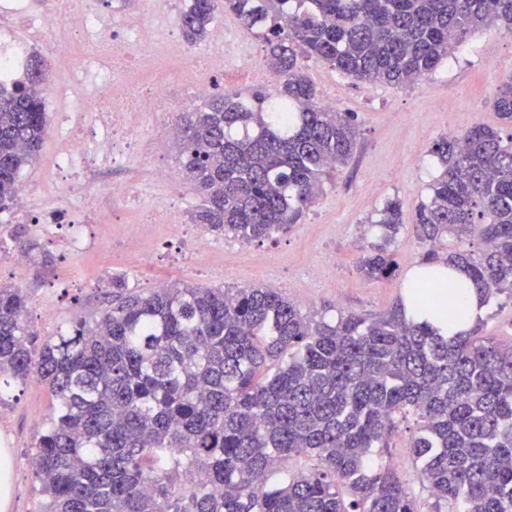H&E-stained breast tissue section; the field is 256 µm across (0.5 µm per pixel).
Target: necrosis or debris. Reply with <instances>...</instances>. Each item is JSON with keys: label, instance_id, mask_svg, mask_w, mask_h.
Returning <instances> with one entry per match:
<instances>
[{"label": "necrosis or debris", "instance_id": "1", "mask_svg": "<svg viewBox=\"0 0 512 512\" xmlns=\"http://www.w3.org/2000/svg\"><path fill=\"white\" fill-rule=\"evenodd\" d=\"M0 16L5 19L0 25V83L23 78L32 51L45 46L53 66L70 75L60 88L62 94H71L85 81L97 90V108L64 113L54 130L55 184L69 192L77 183L93 184V191L82 196L88 210L95 208L98 197H124L133 188L129 182L96 180L99 167L151 165L140 125L148 113L170 110L173 80H184L192 96L202 97L214 90L229 64L223 51L227 37L220 27L211 34L212 51L205 62L175 44L182 69L173 76L159 71L151 49L152 32L143 19L132 21L123 14L104 25L99 15L83 9L82 0H57L53 11L34 16L24 0H0ZM20 26L29 30L28 38L17 36Z\"/></svg>", "mask_w": 512, "mask_h": 512}]
</instances>
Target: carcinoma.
<instances>
[{
  "mask_svg": "<svg viewBox=\"0 0 512 512\" xmlns=\"http://www.w3.org/2000/svg\"><path fill=\"white\" fill-rule=\"evenodd\" d=\"M219 0H189L179 26L203 42ZM259 36L274 93L214 97L180 115L183 173L201 203L193 222L242 241L288 229L324 181L348 164L353 112L318 104L302 59L365 83L408 86L436 70L481 26L512 32V0H224ZM47 71L0 86V212L48 132ZM493 106L512 126V79ZM440 173L415 214L425 263L462 268L485 302L512 298V133L476 125L430 148ZM393 200L359 258L369 280L396 270L402 226ZM479 255L444 249L448 235ZM99 317L36 345L23 289L0 284V406L33 375L57 411L37 436L38 512H419L398 473L374 458L396 420L423 489L451 512H512V344L449 337L402 307L334 322L302 313L270 288L173 283L140 293L110 278ZM446 313L459 311L451 286ZM308 461L266 484L279 461Z\"/></svg>",
  "mask_w": 512,
  "mask_h": 512,
  "instance_id": "1",
  "label": "carcinoma"
}]
</instances>
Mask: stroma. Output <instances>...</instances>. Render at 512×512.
Returning <instances> with one entry per match:
<instances>
[{"instance_id": "1", "label": "stroma", "mask_w": 512, "mask_h": 512, "mask_svg": "<svg viewBox=\"0 0 512 512\" xmlns=\"http://www.w3.org/2000/svg\"><path fill=\"white\" fill-rule=\"evenodd\" d=\"M101 13L126 8L135 13L149 9L157 45L178 33V18L185 0H90ZM214 26L225 27L230 52L246 51L253 66L268 71L266 51L260 38L245 31L231 12H217ZM306 73L319 97L332 96L343 112L357 115L360 137L348 165L339 168L321 196L287 232L246 243L220 234H210L211 258L207 263L191 260L190 241L174 237L171 224H187L199 203L185 180L171 183L155 179L144 168L109 171V178L133 181L137 191L129 198L99 200L96 212L65 207L51 177L55 151L53 136H46L35 164L24 169L21 181L33 196L25 223L26 236L36 243L41 259L25 271L8 265V251L0 252V282L23 288L28 296L26 320L38 341H46L77 320L93 319L107 305L112 273H126L141 292L166 283L181 282L205 287L271 288L288 297L303 313L337 318L350 312L374 316L403 302L411 274L422 265L424 249L417 238L413 218L426 200L429 185L438 173L428 150L448 131L463 133L484 124L500 128L492 108L498 85L512 77V34L491 24L482 27L438 69L417 83L404 87L360 83L329 64L311 60ZM171 110L149 115L143 130L152 138L158 163L182 172V145L160 136V126L179 113L205 108L206 102L188 95L182 81H175ZM398 199L404 225L395 246L398 267L391 278L367 280L357 270V261L376 236L371 219L385 202ZM154 207L170 212V224L151 225L140 234L137 258L124 250L128 238ZM66 210L68 223L56 237L42 235L35 227L42 213ZM111 220L100 230L96 218ZM90 240L82 253L67 250L63 242L70 231ZM55 310L52 324L38 317L42 305ZM51 389L30 379L16 389L8 405L0 406V429L5 430L13 458L12 493L8 512H37L44 499L42 484L31 467L37 434L55 412ZM407 423H400L390 441L387 463L403 474L421 512H434L433 498L416 478V465L409 455Z\"/></svg>"}]
</instances>
